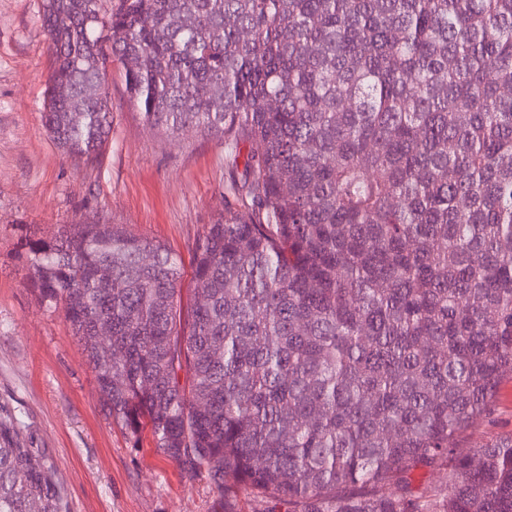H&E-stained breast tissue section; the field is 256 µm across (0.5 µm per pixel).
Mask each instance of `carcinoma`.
<instances>
[{"label": "carcinoma", "mask_w": 512, "mask_h": 512, "mask_svg": "<svg viewBox=\"0 0 512 512\" xmlns=\"http://www.w3.org/2000/svg\"><path fill=\"white\" fill-rule=\"evenodd\" d=\"M41 22L63 155L105 151L112 60L147 125L241 173L187 297L181 256L102 216L20 236L112 423L222 498L512 512V433L459 452L512 371V0H41ZM13 433L0 512H61Z\"/></svg>", "instance_id": "carcinoma-1"}]
</instances>
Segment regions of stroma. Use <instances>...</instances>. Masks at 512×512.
I'll return each mask as SVG.
<instances>
[{
	"label": "stroma",
	"mask_w": 512,
	"mask_h": 512,
	"mask_svg": "<svg viewBox=\"0 0 512 512\" xmlns=\"http://www.w3.org/2000/svg\"><path fill=\"white\" fill-rule=\"evenodd\" d=\"M41 0H0V413L21 445L42 448L63 487L62 512H288L239 494L224 501L206 475L132 442L105 415L94 374L61 310L24 278L18 238L105 216L180 254L231 200L224 145L147 126L111 67L112 142L99 163L58 151L42 121L49 38Z\"/></svg>",
	"instance_id": "obj_1"
}]
</instances>
